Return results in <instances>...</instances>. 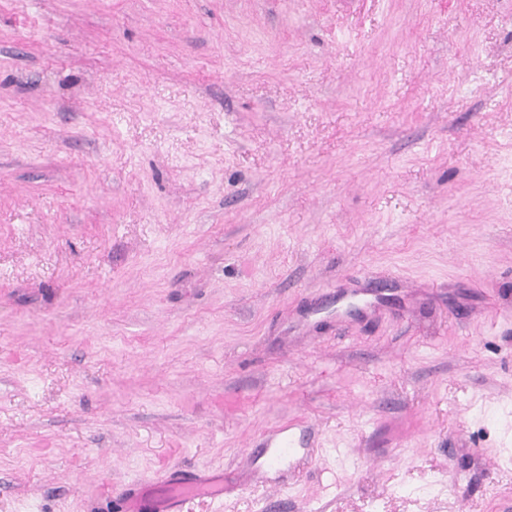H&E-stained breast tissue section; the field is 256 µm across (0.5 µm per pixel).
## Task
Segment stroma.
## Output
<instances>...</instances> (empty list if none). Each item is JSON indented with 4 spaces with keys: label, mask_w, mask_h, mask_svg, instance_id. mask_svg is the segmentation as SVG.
<instances>
[{
    "label": "stroma",
    "mask_w": 512,
    "mask_h": 512,
    "mask_svg": "<svg viewBox=\"0 0 512 512\" xmlns=\"http://www.w3.org/2000/svg\"><path fill=\"white\" fill-rule=\"evenodd\" d=\"M191 474L512 512V0H0V512ZM290 429L288 424L280 426L276 431L275 438L255 447L259 448L257 457L262 459L263 466L274 468L279 466L285 457L291 459L306 453V448L295 447V443L289 433Z\"/></svg>",
    "instance_id": "1"
}]
</instances>
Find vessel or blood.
<instances>
[{
    "label": "vessel or blood",
    "instance_id": "1",
    "mask_svg": "<svg viewBox=\"0 0 512 512\" xmlns=\"http://www.w3.org/2000/svg\"><path fill=\"white\" fill-rule=\"evenodd\" d=\"M289 426H280L273 439L262 443L257 451L263 466L274 468L284 458L300 455ZM224 495L223 479L213 477H181L158 483L143 482L123 490L119 495L121 512H178L184 502L197 498L218 499Z\"/></svg>",
    "mask_w": 512,
    "mask_h": 512
}]
</instances>
